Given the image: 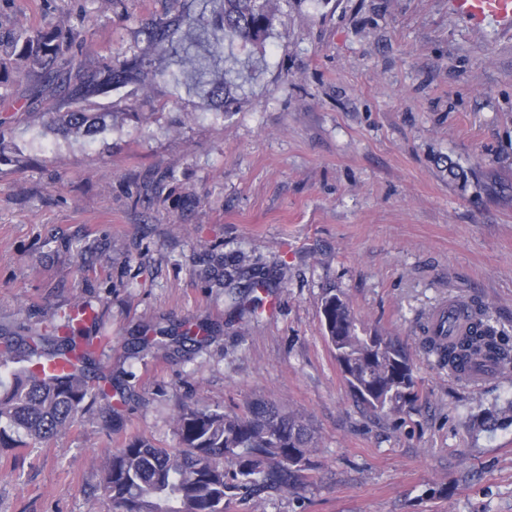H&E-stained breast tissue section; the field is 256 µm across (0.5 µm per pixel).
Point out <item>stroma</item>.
I'll return each instance as SVG.
<instances>
[{
    "label": "stroma",
    "mask_w": 512,
    "mask_h": 512,
    "mask_svg": "<svg viewBox=\"0 0 512 512\" xmlns=\"http://www.w3.org/2000/svg\"><path fill=\"white\" fill-rule=\"evenodd\" d=\"M87 12L84 72L119 52L171 67L141 30L164 0H0L6 26ZM233 51L240 86L219 119L193 84L159 81L94 98L108 129L90 141L46 131L63 93L29 102V79L0 98V334L88 307L114 386L49 444L0 452V512H113L112 449L177 447L183 405L257 397L308 419L312 466L224 512H512V365L474 390L425 339L437 305L473 299L512 339V36L448 0H292L264 46ZM229 274L265 281L257 312ZM333 289L410 351L412 409L374 413L350 392L323 337ZM188 328L203 343L166 344Z\"/></svg>",
    "instance_id": "1"
}]
</instances>
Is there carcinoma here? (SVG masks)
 <instances>
[{
  "label": "carcinoma",
  "instance_id": "1",
  "mask_svg": "<svg viewBox=\"0 0 512 512\" xmlns=\"http://www.w3.org/2000/svg\"><path fill=\"white\" fill-rule=\"evenodd\" d=\"M288 0H223L220 14L209 19L184 13L146 29L156 47L182 44L179 68L155 70L145 57L116 56L91 74L82 72L75 50L85 43V28L47 26L32 29L17 23L0 27V97L21 76L34 77L67 92V109L50 114L48 129L63 136L94 138L107 130L106 114L93 111L91 99L114 88L134 85L142 91L160 78L178 86L184 73L203 77L210 61L224 60L235 72L237 60L225 54L235 43L258 44L274 28ZM207 104L220 110L234 100V84L203 82ZM324 337L354 397L365 408L400 414L418 397L410 359L390 336L355 319L343 293L322 298ZM465 335L442 346H429L448 359V367L466 371L479 360L512 362V345L490 323L481 305ZM85 307L75 306L53 336H6L0 350L32 364L67 356L76 361L69 374L43 376L27 366L13 373L0 391V447L28 448L46 443L74 424L87 401L106 395L102 377L91 374L92 345L83 336ZM178 447L159 448L135 439L112 451L103 470L102 489L115 512H224V499L245 490L259 492L271 484L291 488L311 466L313 436L302 415L285 413L262 400L238 413L207 405H185L175 419Z\"/></svg>",
  "mask_w": 512,
  "mask_h": 512
}]
</instances>
